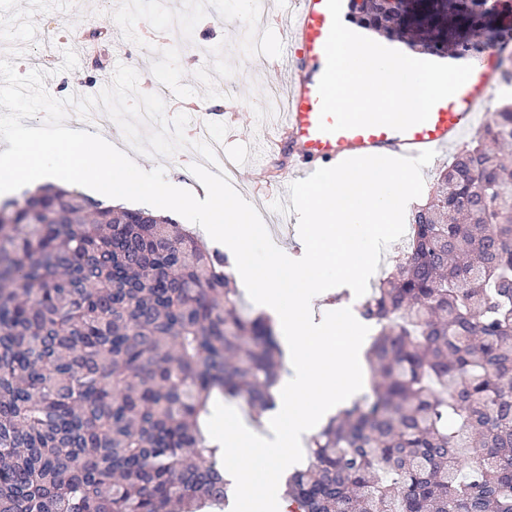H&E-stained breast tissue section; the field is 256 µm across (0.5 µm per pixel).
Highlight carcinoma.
<instances>
[{
    "instance_id": "cac0c4a2",
    "label": "carcinoma",
    "mask_w": 512,
    "mask_h": 512,
    "mask_svg": "<svg viewBox=\"0 0 512 512\" xmlns=\"http://www.w3.org/2000/svg\"><path fill=\"white\" fill-rule=\"evenodd\" d=\"M428 49L487 0H353ZM512 103L443 168L360 304L371 393L310 438L289 512H512ZM225 255L143 209L42 187L0 201V512H198L229 499L213 395L273 407L281 348Z\"/></svg>"
}]
</instances>
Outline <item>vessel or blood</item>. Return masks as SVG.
I'll return each instance as SVG.
<instances>
[{"instance_id": "obj_1", "label": "vessel or blood", "mask_w": 512, "mask_h": 512, "mask_svg": "<svg viewBox=\"0 0 512 512\" xmlns=\"http://www.w3.org/2000/svg\"><path fill=\"white\" fill-rule=\"evenodd\" d=\"M289 4L291 21L285 41L288 74L279 86L283 117L270 138L271 143L287 148L294 159L289 175L277 183L281 196H288L293 179L306 178L318 168L351 157H415L424 150L447 151L461 141L476 120H491L500 61L512 52L511 25L500 29L490 40L482 34L472 36L466 48L426 50L428 60L473 67L467 82L454 96L435 104L426 122L403 132L386 126L320 131L318 84L326 66L324 46L332 17L326 0H289Z\"/></svg>"}]
</instances>
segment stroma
Listing matches in <instances>:
<instances>
[{
  "mask_svg": "<svg viewBox=\"0 0 512 512\" xmlns=\"http://www.w3.org/2000/svg\"><path fill=\"white\" fill-rule=\"evenodd\" d=\"M125 2L112 0L111 10L101 11L94 7L93 0H76L70 10H53L59 24V39L47 45L39 39L30 43L15 60L17 70L22 74L32 70L33 56L46 48L57 59L45 79V88L53 96L63 88L76 92L87 80L106 87L116 66L122 63L138 71L141 92H150L156 82L174 88L173 100L166 103L168 115H175L181 108L191 109L201 100H222L224 111L233 113L238 126L232 133L224 125L216 127L224 141L225 154L257 163L256 169L237 174L236 190L248 202L260 203L266 228L279 248L296 247L298 216L284 213L267 187L268 180L283 176L288 170L287 157L266 137V128L277 115L261 109L267 90L276 82L275 66L285 37L283 25L273 18L278 11L276 0H270V17L263 26V39L252 51L244 45L246 30L252 25L248 0H236L235 8L229 11L222 0H188L190 19L176 36L170 35L164 26V14L174 0H162L138 22L126 16ZM93 30L113 35L105 46V61L100 66L94 59L77 56L73 50L74 38ZM230 74L236 76L237 88L228 94L223 84ZM135 160L146 170L163 166L167 179L181 188H201L190 170L198 160L195 150L186 148L168 158L139 154Z\"/></svg>",
  "mask_w": 512,
  "mask_h": 512,
  "instance_id": "stroma-1",
  "label": "stroma"
}]
</instances>
